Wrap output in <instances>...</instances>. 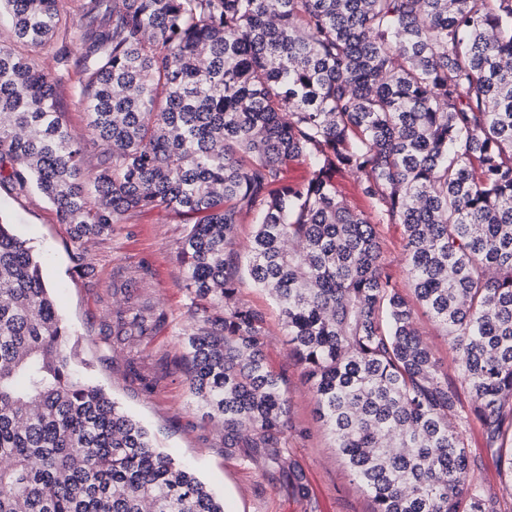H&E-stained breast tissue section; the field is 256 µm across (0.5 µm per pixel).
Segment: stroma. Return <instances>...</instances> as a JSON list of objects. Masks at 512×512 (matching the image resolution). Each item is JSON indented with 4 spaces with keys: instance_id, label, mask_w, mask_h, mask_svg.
<instances>
[{
    "instance_id": "stroma-1",
    "label": "stroma",
    "mask_w": 512,
    "mask_h": 512,
    "mask_svg": "<svg viewBox=\"0 0 512 512\" xmlns=\"http://www.w3.org/2000/svg\"><path fill=\"white\" fill-rule=\"evenodd\" d=\"M83 3L84 0H59L57 31L40 46L11 37V19L8 13L0 12V43L55 77L62 118L78 136L87 132L86 116L78 102V77L59 65L58 53L63 48L77 53ZM0 217L33 247L40 260L43 277L53 287L59 312L77 344L79 374L100 385L139 419L161 448L194 467L223 497L228 512H372L370 498L354 480L317 415L311 384L290 354L277 306L247 277L238 284L239 296L265 316L269 355L287 381L297 431L288 440L286 467L275 474L265 473L261 462L225 457L222 427L203 417L177 367L185 353L184 329L189 322L190 304L176 261L177 247L186 230L181 216L158 210L127 215L111 235L87 243L85 256L101 272L100 280L92 282L72 277L74 249L66 227L55 207L35 187L22 191L0 185ZM140 266L147 267L149 273L138 283V294L169 317L167 326L146 350L151 367L169 370L150 396L143 394L128 376L123 354L110 350L105 340V327L123 304L122 295L113 293L109 283ZM417 324L422 340L457 390L459 409L469 410L472 393L458 375L456 353L448 336L427 316H418ZM464 445L474 481L489 496H504L505 486L512 478L498 456L488 449L478 426L465 432ZM295 469L309 483L307 497L298 496L294 490L291 472Z\"/></svg>"
}]
</instances>
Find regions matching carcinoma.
<instances>
[{"label":"carcinoma","mask_w":512,"mask_h":512,"mask_svg":"<svg viewBox=\"0 0 512 512\" xmlns=\"http://www.w3.org/2000/svg\"><path fill=\"white\" fill-rule=\"evenodd\" d=\"M39 44L58 0H0ZM75 60L92 139L60 118L53 78L0 46V184L30 181L81 246L128 213L194 219L176 252L189 300L184 381L224 455L285 467L295 430L263 312L279 309L320 419L373 512H506L468 480L476 425L512 499V0H85ZM107 159L83 178L88 149ZM305 175L288 179V164ZM357 177L356 196L345 191ZM250 243L235 249L239 228ZM403 226L413 297L385 273ZM108 340L152 394L145 348L166 313L136 293ZM450 338L473 394L420 338ZM27 242L0 218V512H226L90 380ZM417 324L422 340L439 361L442 370L448 373V383L456 387L458 409L468 411L473 403L472 393L458 375L456 353L450 345L448 336H445L441 327L421 313H418Z\"/></svg>","instance_id":"obj_1"}]
</instances>
